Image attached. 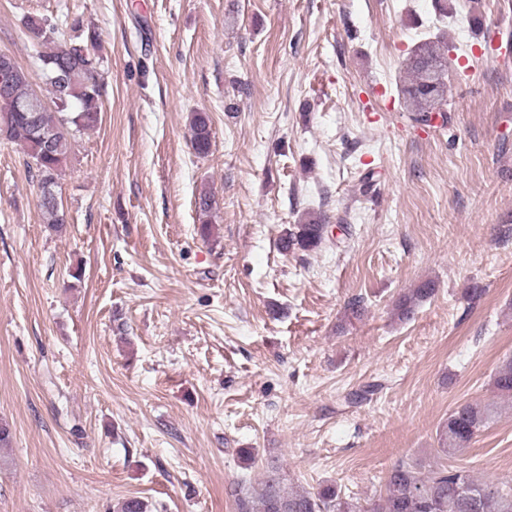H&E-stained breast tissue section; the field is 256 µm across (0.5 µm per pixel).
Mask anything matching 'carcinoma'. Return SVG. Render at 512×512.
<instances>
[{"label": "carcinoma", "instance_id": "1", "mask_svg": "<svg viewBox=\"0 0 512 512\" xmlns=\"http://www.w3.org/2000/svg\"><path fill=\"white\" fill-rule=\"evenodd\" d=\"M26 31L35 40L46 93L33 88L29 73L20 65L10 95L16 107L0 104V137L20 146L32 160V178L37 191L49 184L57 189L72 149L71 137L97 126L99 101L105 93L103 74L89 67L102 58L96 54L99 33L84 26L79 17L72 19L69 29L75 38L65 39V32L52 19L33 15L26 19ZM67 51L58 52L59 46ZM448 48L437 38H425L406 58L407 77L400 85L399 96L409 118L420 125L431 122L434 112L448 107ZM50 99L55 112H32L34 99ZM190 144L199 157L209 155L212 146L210 119L205 112H194L190 118ZM213 196L204 191L196 199L202 216L199 233L207 238L212 233L210 218ZM43 223L55 230L66 224L64 206L58 193L43 196L39 202ZM326 218L321 213L306 216L296 230L287 233L281 247L288 252L296 248L312 249L325 240ZM431 288H418L398 305V316L410 318L418 302L432 294ZM500 397L512 399V359L502 361L494 378ZM494 414L488 405L462 403L448 415L441 434L440 456L424 466L412 459L398 461L385 477L384 493L366 506L344 497L335 484L316 489L293 491L283 487V479L269 476L261 486L237 482V512H512V485L487 482L467 470L445 462L469 448L474 437L486 428Z\"/></svg>", "mask_w": 512, "mask_h": 512}]
</instances>
